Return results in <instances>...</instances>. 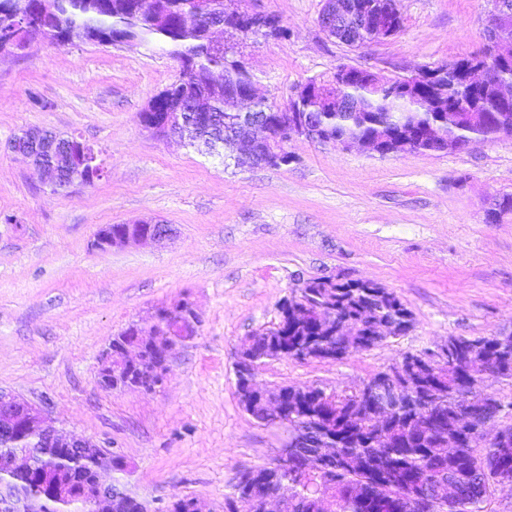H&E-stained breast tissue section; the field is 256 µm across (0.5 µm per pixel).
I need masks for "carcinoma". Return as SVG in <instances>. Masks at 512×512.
<instances>
[{
    "label": "carcinoma",
    "instance_id": "cac0c4a2",
    "mask_svg": "<svg viewBox=\"0 0 512 512\" xmlns=\"http://www.w3.org/2000/svg\"><path fill=\"white\" fill-rule=\"evenodd\" d=\"M225 0H59L57 10L50 16L38 10V0H0V33H8L20 20L29 18L27 40L20 48L36 39L60 46L61 36L77 31L89 42L107 36L111 43L158 41L180 64L181 75L196 76L189 81V96L182 101L184 112L193 110V100L206 101L215 117L214 131L224 132L235 115L225 108L227 90L243 91L252 84V76L238 58L234 48L224 50L211 46L205 33V15L224 12ZM490 74L489 87L481 104L471 106L467 95L448 85V97L457 105L456 112L465 116L482 112L485 124L479 133L493 141L502 135H512V112L506 120H497L498 107L493 85L502 74H512V60L500 63L494 56L484 54ZM362 103L357 111L316 113L331 138L342 135L369 136L379 126H398L418 129L436 124L448 130V113L437 103V95H425L408 100L392 97L383 91H373L365 85L349 90ZM168 90L152 98L155 107L143 112L148 120L169 110ZM37 160L54 166L60 172L57 188H66L67 160L61 144L49 142L37 154ZM306 289L303 299L310 305H329L335 317L358 323L357 335L334 336L336 324H320L316 319L300 318L295 309L298 303L289 296L280 305V329L266 336L255 337V350L277 347L281 357L295 358L306 349L328 344L342 359L352 351L370 350L387 340L371 334L369 313L397 324L398 335H406L413 326V315L392 291L371 288L365 282L345 281L329 288L318 279ZM448 342L447 379L436 385L425 382L424 393L437 414L435 423L427 424V415L416 406H407L395 425L379 437L380 427L367 411L357 407L360 387L334 390L332 394L310 391L300 394L294 387L288 393V407L279 424L288 433L302 428L319 426L339 437L334 452L319 457L320 469L308 473L300 463L288 468L262 466L241 474L233 491L224 502V512H239L238 503L250 505L249 512H262L260 504L271 490L296 499V512H412L410 495H437L453 485L451 496L445 497L444 512H483V504L503 478L512 479V426L507 428L506 448H460L450 454L437 443L445 435L465 426L461 414L472 417L471 428L479 423L480 413L504 411L501 400L480 390L483 375L467 370V358L475 349L486 354L489 372L495 374L505 366L512 371V333L500 336H450ZM11 451L26 455L30 468L10 476L26 495L41 498L48 493L44 477L59 472L68 474L71 486L68 493L78 500L77 507L67 506L70 512H95L92 501L81 497L82 485L90 481L98 467L91 454L64 453L49 446L40 436L28 433L10 438Z\"/></svg>",
    "mask_w": 512,
    "mask_h": 512
}]
</instances>
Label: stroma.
Wrapping results in <instances>:
<instances>
[{
  "label": "stroma",
  "instance_id": "35a3bbf8",
  "mask_svg": "<svg viewBox=\"0 0 512 512\" xmlns=\"http://www.w3.org/2000/svg\"><path fill=\"white\" fill-rule=\"evenodd\" d=\"M283 35L239 52L257 89L284 107L294 89L347 64L407 76L477 53L486 0H397L402 28L352 48L317 19L323 0H237ZM179 76L160 45L77 38L0 57V390L42 406L56 427L124 457L119 479L152 512L174 496L224 512L240 473L274 461L283 431L239 404L234 365L247 336L279 320L292 289L318 277L394 291L407 335L327 362L270 359L267 386L345 389L451 336L512 332V136L449 152L380 157L303 138L291 163L236 168L147 132L140 114ZM38 128L92 145L93 184L55 191L9 142ZM171 225L159 243L98 250L106 224ZM188 297L202 324L153 392L106 391L112 337Z\"/></svg>",
  "mask_w": 512,
  "mask_h": 512
}]
</instances>
